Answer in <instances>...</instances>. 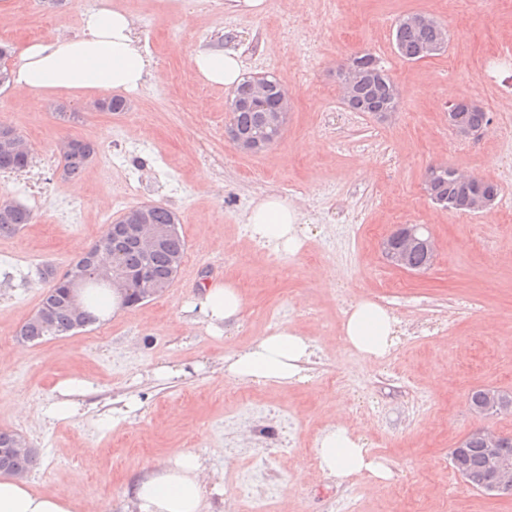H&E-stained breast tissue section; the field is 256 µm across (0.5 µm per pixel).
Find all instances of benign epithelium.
I'll list each match as a JSON object with an SVG mask.
<instances>
[{
  "label": "benign epithelium",
  "mask_w": 512,
  "mask_h": 512,
  "mask_svg": "<svg viewBox=\"0 0 512 512\" xmlns=\"http://www.w3.org/2000/svg\"><path fill=\"white\" fill-rule=\"evenodd\" d=\"M401 24L415 28H428L438 25L433 17L420 12L404 15ZM342 95L347 107L354 112L366 110L361 97V90L367 84H381L383 78L374 70L355 67L351 63L344 64L338 75ZM248 106L260 113L262 123L277 131H283L288 112L290 111V95L286 88L265 78L256 77L247 82L240 95L230 103V111L241 106ZM448 125L460 138H470L483 134L485 127L472 126L464 118L462 112L448 113ZM232 141L244 153H258L268 147V144L249 136L230 126L228 130ZM456 181L471 188L464 199V205L470 209L484 212L494 207L497 194L486 187L475 176L459 174ZM151 208L145 204L140 208L138 223L112 225V238L106 243L104 251L110 256L108 263H103L97 257L82 263L78 267L67 269L61 277V283L67 288L66 305L70 308L73 322L79 325L83 322V311L79 304L78 287L83 281L97 276H108L112 288L123 294V306L129 307L144 300H153L164 295L166 289L156 287L143 275L128 274L121 262L124 249L136 247L144 253H149L170 233L175 225L150 223ZM385 259L395 268L414 273L417 267L412 264L411 257L416 252L425 254L429 259L435 257L433 238L425 233L419 224H402L381 242ZM486 400L480 405L470 407L473 414L479 417H494L502 414L512 415V392H505L497 387L485 388ZM512 438L501 434L488 426L472 428L463 440L453 449L451 460L455 471L464 477L465 482L494 498H512V452L508 449ZM477 444L483 452L486 474H465L464 455L466 445ZM31 448L22 439L0 449V470L9 466L12 457L19 453H29Z\"/></svg>",
  "instance_id": "7a95c632"
}]
</instances>
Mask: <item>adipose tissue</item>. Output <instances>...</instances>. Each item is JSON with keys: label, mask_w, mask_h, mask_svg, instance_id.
Segmentation results:
<instances>
[{"label": "adipose tissue", "mask_w": 512, "mask_h": 512, "mask_svg": "<svg viewBox=\"0 0 512 512\" xmlns=\"http://www.w3.org/2000/svg\"><path fill=\"white\" fill-rule=\"evenodd\" d=\"M150 67L151 59L138 45L130 17L122 10L102 7L86 15L80 36L25 43L12 74L16 87L35 95H77L136 90ZM191 68L213 86L235 88L242 81V63L233 50L199 49L191 58ZM246 221L259 243L292 254L301 247L300 214L280 197L262 198ZM243 306L239 289L228 279L203 288L191 308L218 332L237 323ZM394 324L386 309L362 299L352 305L342 330L348 347L365 358L378 359L393 345ZM311 355L310 342L284 324L249 348L226 356L224 373L238 383L285 386L303 380ZM317 453L321 468L339 479L362 471L379 479L388 476L387 469L342 427L322 437ZM203 471L200 457L184 451L171 465L132 481L126 496L134 512H209ZM0 512H76V508L61 493H40L27 481L0 475Z\"/></svg>", "instance_id": "ef3b65f1"}]
</instances>
